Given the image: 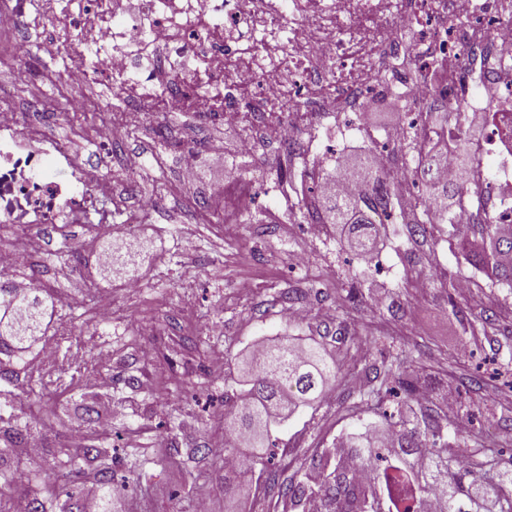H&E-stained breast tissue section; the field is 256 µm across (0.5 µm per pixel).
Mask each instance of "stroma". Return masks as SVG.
Here are the masks:
<instances>
[{
	"label": "stroma",
	"instance_id": "stroma-1",
	"mask_svg": "<svg viewBox=\"0 0 512 512\" xmlns=\"http://www.w3.org/2000/svg\"><path fill=\"white\" fill-rule=\"evenodd\" d=\"M64 0H50V11L17 37L22 51L0 64V80L28 127L47 129L70 147L76 159L112 180V196L99 211L111 215L108 228L95 224L41 225L16 279L28 282L40 264L42 294L49 304L43 345L55 346L57 361L27 356V368L58 376L68 364L72 387L49 386L32 411L42 462L39 481L15 485L12 496L53 502L59 512H83L90 489H97L110 512L134 503L138 512H196L206 495L208 512H283V504L260 473L249 494L224 499V401L246 387L244 366L256 344L289 340L323 343L342 370H350L356 350L372 358L408 356L417 382L431 394L429 409L466 423L469 439L498 436L512 429V405L500 397L512 389V376L499 373L512 358V289L491 285L485 271L451 247L455 235L443 225L439 235L410 241L405 225H385L380 248L387 270L366 281L365 294L349 298L352 270L362 262L336 233L311 238L298 213L297 198H284L280 147L259 143L248 157L238 154L237 130L207 122L195 111L147 113L140 130L116 146L96 142L93 129L111 119L125 98L106 73L86 86L66 82L71 64L51 43L52 13ZM167 125L168 141L155 129ZM349 126L346 139L338 127ZM385 126L368 114L346 112L326 119L317 133L301 128L306 152L290 163L296 176L316 181L322 171L342 168L384 140ZM222 138L228 164L217 176L194 183L181 180L176 140L207 156L213 138ZM247 184L251 208L232 207L234 191ZM149 209H142V199ZM276 225L273 235L263 225ZM140 247L136 269L126 275L102 274L94 246ZM470 282L458 294L453 273ZM314 285L327 295L303 318H283L285 292ZM112 297V314L101 320L91 298ZM90 301L73 307L68 299ZM494 323L478 340L469 339L463 321ZM344 324L346 343L332 338ZM465 393L463 406L446 410L448 392ZM349 389L333 386L330 402L299 408L276 420L259 448L271 449L284 475L302 473L312 454L334 450L349 432L385 423L393 410L384 399L376 410L352 417ZM62 407L61 421L46 420ZM87 444L107 449L114 476L96 484L100 463H84L80 473L55 480L54 473L74 432Z\"/></svg>",
	"mask_w": 512,
	"mask_h": 512
}]
</instances>
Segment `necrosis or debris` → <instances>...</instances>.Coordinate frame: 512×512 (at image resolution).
<instances>
[{"instance_id":"obj_1","label":"necrosis or debris","mask_w":512,"mask_h":512,"mask_svg":"<svg viewBox=\"0 0 512 512\" xmlns=\"http://www.w3.org/2000/svg\"><path fill=\"white\" fill-rule=\"evenodd\" d=\"M401 16L421 40L414 67L400 63L405 43L389 30ZM290 23V35L261 44L267 32ZM79 26L75 52L111 42L99 58L124 92L135 89L128 46L157 54L161 63L148 80L158 87L165 112L191 103L215 107L217 120L271 144L291 140L298 127L350 109L351 99L374 102L386 91L427 102L437 87L460 105L464 121L448 131L424 130L425 165L443 182L456 178L455 158L437 154L473 124L486 127L471 142L472 193L450 211L452 223L472 224L485 205L500 224H512V131L493 123L490 107L512 112V0H72L59 29ZM398 61L397 74L379 80L376 53ZM468 55L478 82L463 84L461 55ZM337 61L333 77L326 62ZM273 93L276 109L254 107L258 89ZM308 96L316 105L306 111ZM112 183L49 134L33 135L13 105L0 96V227L27 237L35 224H82L93 203L110 198Z\"/></svg>"}]
</instances>
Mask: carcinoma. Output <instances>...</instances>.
Returning a JSON list of instances; mask_svg holds the SVG:
<instances>
[{
  "label": "carcinoma",
  "mask_w": 512,
  "mask_h": 512,
  "mask_svg": "<svg viewBox=\"0 0 512 512\" xmlns=\"http://www.w3.org/2000/svg\"><path fill=\"white\" fill-rule=\"evenodd\" d=\"M460 116L459 107L449 104L437 112V118L427 122L443 130L448 127V118L457 120ZM418 136V128L411 127L405 144L408 159L403 166L421 174L424 194L435 198L448 212L464 196L463 186L469 184L471 169L459 170L451 184L437 181L420 164L415 152ZM279 178L282 186L299 195L302 202L312 198L314 188L298 186L290 168H282ZM320 197L329 203L330 223L348 226L351 251L357 255L371 249L381 213L397 206L391 186L379 179L373 169L358 195L330 190ZM468 229L482 240L476 261L487 270L492 282L512 288V227L496 224L487 216ZM325 298V293L313 285L288 291L290 302L311 304ZM1 311L9 313V317L0 318V354L21 364L31 345L43 335L46 305L37 296L0 288ZM360 361L358 375L348 379L350 397L354 398L352 410L361 414L372 409L395 385L404 391L403 403L416 402L417 386L407 362L395 357L378 363L366 354ZM248 375L249 388L238 393L224 411V420L233 425L234 443L256 440L268 432L271 419L284 410L321 401L339 369L319 344L299 351L285 343L263 350L250 364ZM2 382L21 386L29 405L36 394L32 383L42 384V380L31 376L21 383L18 372L8 368L0 369ZM446 426L460 436L452 421L443 426L430 414L401 409L397 420L385 428L346 434L342 438L345 454L312 455L299 479L278 473L269 458L250 454L247 467L225 470L224 495L240 494L248 474L258 470L277 489L278 499L288 512H307L312 500L319 501L320 512H424L431 494L445 502V512H512V457L505 460L495 449L482 446L479 451L485 456L481 462L484 471H474L462 449L448 441ZM359 467L375 469L374 481L361 482L356 474Z\"/></svg>",
  "instance_id": "obj_1"
}]
</instances>
